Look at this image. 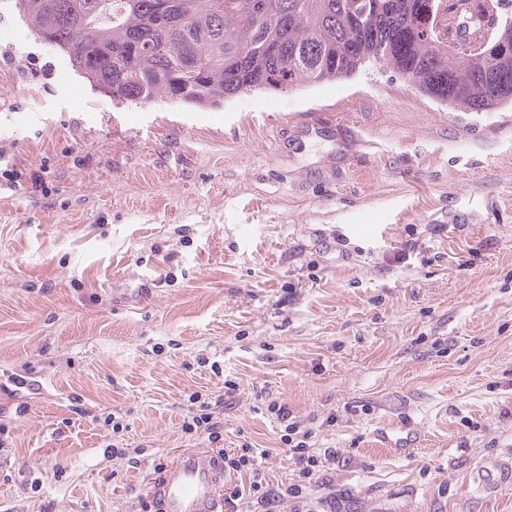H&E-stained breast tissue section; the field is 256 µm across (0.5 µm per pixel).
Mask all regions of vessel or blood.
<instances>
[{"label": "vessel or blood", "instance_id": "1", "mask_svg": "<svg viewBox=\"0 0 512 512\" xmlns=\"http://www.w3.org/2000/svg\"><path fill=\"white\" fill-rule=\"evenodd\" d=\"M226 473L218 454L189 451L154 478L156 512H222L219 492Z\"/></svg>", "mask_w": 512, "mask_h": 512}]
</instances>
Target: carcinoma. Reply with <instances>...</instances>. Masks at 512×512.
Here are the masks:
<instances>
[{"label": "carcinoma", "instance_id": "obj_1", "mask_svg": "<svg viewBox=\"0 0 512 512\" xmlns=\"http://www.w3.org/2000/svg\"><path fill=\"white\" fill-rule=\"evenodd\" d=\"M424 0H17L38 39L114 101L215 106L380 63L453 108L512 104V40L453 48Z\"/></svg>", "mask_w": 512, "mask_h": 512}]
</instances>
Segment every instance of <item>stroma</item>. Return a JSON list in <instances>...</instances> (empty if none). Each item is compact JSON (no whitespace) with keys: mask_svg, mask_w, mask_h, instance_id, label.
I'll return each instance as SVG.
<instances>
[{"mask_svg":"<svg viewBox=\"0 0 512 512\" xmlns=\"http://www.w3.org/2000/svg\"><path fill=\"white\" fill-rule=\"evenodd\" d=\"M195 393L273 489L276 406L335 449L275 512H512V105L118 104L0 0V512H153Z\"/></svg>","mask_w":512,"mask_h":512,"instance_id":"stroma-1","label":"stroma"}]
</instances>
